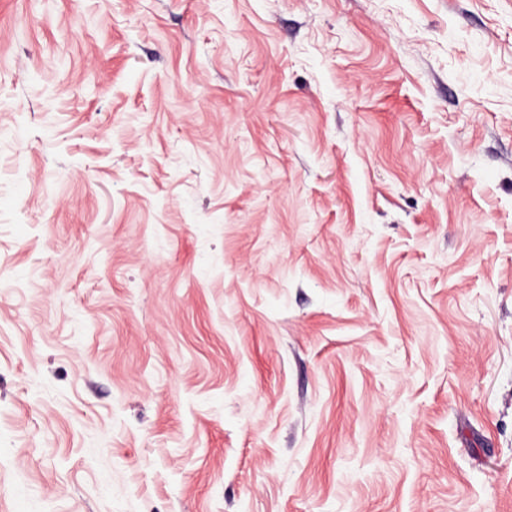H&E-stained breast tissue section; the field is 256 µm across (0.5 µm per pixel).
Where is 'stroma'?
Wrapping results in <instances>:
<instances>
[{
  "label": "stroma",
  "mask_w": 512,
  "mask_h": 512,
  "mask_svg": "<svg viewBox=\"0 0 512 512\" xmlns=\"http://www.w3.org/2000/svg\"><path fill=\"white\" fill-rule=\"evenodd\" d=\"M0 512H512V0H0Z\"/></svg>",
  "instance_id": "obj_1"
}]
</instances>
